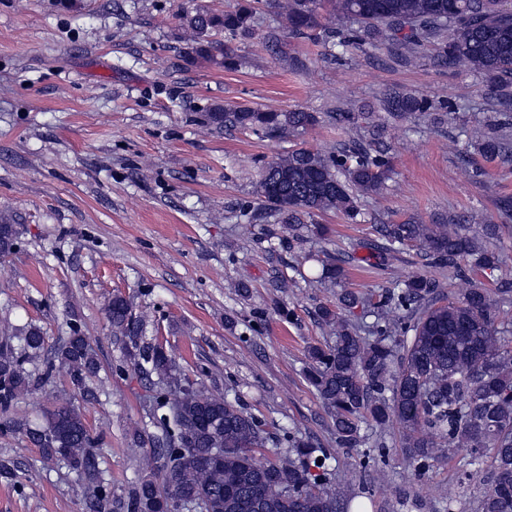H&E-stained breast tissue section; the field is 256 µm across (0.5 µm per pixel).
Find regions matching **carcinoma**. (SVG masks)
<instances>
[{"label": "carcinoma", "mask_w": 512, "mask_h": 512, "mask_svg": "<svg viewBox=\"0 0 512 512\" xmlns=\"http://www.w3.org/2000/svg\"><path fill=\"white\" fill-rule=\"evenodd\" d=\"M500 0H271L288 33L321 42L328 55L350 45L373 46L386 40L404 62L433 45L434 63L463 67L489 80L492 92L512 86V12ZM180 29L188 34L187 62L231 59L229 43L253 33V8L231 11L184 9ZM224 35V41L215 39ZM385 109L403 119L415 112L438 110L435 102L414 95H394ZM209 124L238 127L260 138L297 137L321 123L313 112L228 108L207 112ZM498 123L476 126L470 137L487 160L507 158ZM390 171L383 151L354 144L323 155L311 148L288 151L267 163L254 193L274 212L288 247L308 233H321L317 218L328 212L349 219L359 200L377 192ZM378 254L396 247H419L426 266L448 268L465 277L495 270L502 258L478 245L466 224H419L412 219L378 224ZM20 229L0 223V256L17 248ZM342 262L323 265L307 278L313 288L339 285ZM444 284L413 275L379 293L348 288L337 294L333 309L318 317L334 335L332 343L307 350L305 379L332 422L338 448H384L387 427L401 428L400 444L419 471L467 448L458 467L468 480L479 477L484 457L491 476L480 481L472 512H512V346L499 321L502 305L512 303V282L488 288L473 281L457 301L443 302ZM372 309L374 322L362 328L343 315L356 307ZM113 334L124 345V359L112 372L130 371L156 377L146 414L155 431L137 434L133 446L146 450L148 473L135 481L127 503L130 512H165L176 498L185 512H344L348 496L333 477L330 451L298 429L270 435L265 423L234 400L215 394L203 382L189 380L166 349L144 340L143 321L130 299L116 294L106 306ZM42 329L31 325L19 345H0V436L21 435L39 448L46 463L66 464L79 476L77 491L87 512H107L112 484L99 469V439L72 403L49 412L33 427L12 416L19 398L54 382L56 370L67 371L73 394L97 398L92 379L100 361L77 322L54 356L40 358ZM272 445L282 452L264 461L257 454Z\"/></svg>", "instance_id": "obj_1"}]
</instances>
